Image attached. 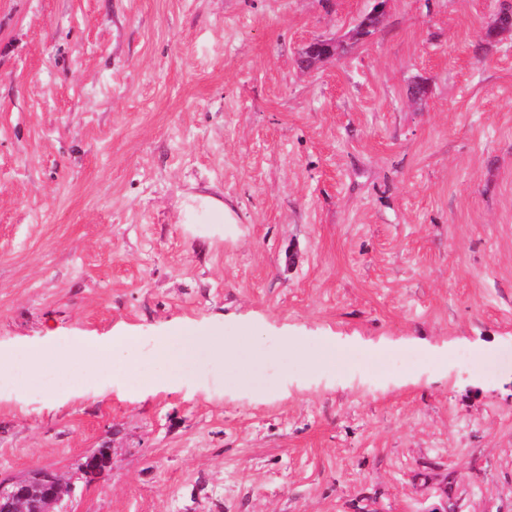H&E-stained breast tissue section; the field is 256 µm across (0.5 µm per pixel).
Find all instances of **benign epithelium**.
Listing matches in <instances>:
<instances>
[{"instance_id": "obj_1", "label": "benign epithelium", "mask_w": 512, "mask_h": 512, "mask_svg": "<svg viewBox=\"0 0 512 512\" xmlns=\"http://www.w3.org/2000/svg\"><path fill=\"white\" fill-rule=\"evenodd\" d=\"M388 3L389 0H373L371 11L360 18L347 38H370L387 11ZM342 46L343 42L335 38L314 39L299 53L297 65L303 71H313L321 63L339 56ZM72 492L73 486L65 485L54 472L35 469L11 482L7 490L0 484V512H56L55 507Z\"/></svg>"}]
</instances>
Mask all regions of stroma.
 Here are the masks:
<instances>
[{"mask_svg":"<svg viewBox=\"0 0 512 512\" xmlns=\"http://www.w3.org/2000/svg\"><path fill=\"white\" fill-rule=\"evenodd\" d=\"M499 4L391 0L307 73L371 0H0V349L255 329L245 383L196 353L171 390L0 392V483L54 471L65 512H512ZM204 189L238 223H180ZM295 336L412 361L314 366ZM374 2L371 11L363 15L360 20L355 24L354 28L347 34V38L350 40L358 36L360 40H366L372 36L370 30H377L382 16L387 11L388 3L390 0H372ZM343 44L344 41L335 38L314 39L299 53L297 65L303 71H313L326 60L336 59Z\"/></svg>","mask_w":512,"mask_h":512,"instance_id":"stroma-1","label":"stroma"}]
</instances>
